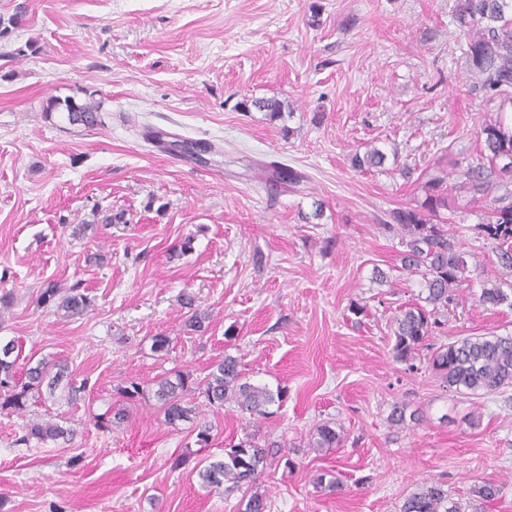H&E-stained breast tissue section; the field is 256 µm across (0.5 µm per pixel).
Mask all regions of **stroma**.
Returning a JSON list of instances; mask_svg holds the SVG:
<instances>
[{"mask_svg": "<svg viewBox=\"0 0 512 512\" xmlns=\"http://www.w3.org/2000/svg\"><path fill=\"white\" fill-rule=\"evenodd\" d=\"M27 2L24 24L0 38V292L14 296L0 338L67 358L89 384L77 404L61 388L27 415L0 414V512H242L241 492L204 486L191 466L254 430L286 448L259 480L270 512H400L430 480L462 500L474 484L502 485L487 512H512V387L460 395L427 359L411 369L392 355L391 321L422 287L401 267L391 212L415 206L420 179L440 168L473 295L439 340L512 335V306L475 296L488 279L512 284V272L475 233L481 210L459 187L483 118L511 124L512 107L471 93L455 0ZM28 41L37 53L17 55ZM93 90L100 126L42 118L48 98ZM270 97L287 101L283 121L239 107ZM147 126L219 153L201 164L154 147ZM373 146L384 165L354 169ZM271 161L302 181L268 192ZM318 201L323 216L308 222ZM110 213L123 221L104 224ZM80 224L90 232L74 235ZM187 238L191 251L169 260ZM95 252L104 265L88 262ZM50 282L81 285L93 307L65 320L38 306ZM185 293L209 313L205 332L184 331ZM159 332L171 338L163 356L150 350ZM227 355L251 382L285 388L271 418L200 405L204 448L165 425L152 398L118 427L93 425L123 381L149 389L173 368L201 380ZM402 401L419 422L390 423ZM36 415L73 437L17 444ZM325 422L344 440L320 454L306 442ZM180 455L188 465L173 468ZM324 472L341 491L315 487Z\"/></svg>", "mask_w": 512, "mask_h": 512, "instance_id": "stroma-1", "label": "stroma"}]
</instances>
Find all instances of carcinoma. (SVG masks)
I'll return each instance as SVG.
<instances>
[{
    "label": "carcinoma",
    "mask_w": 512,
    "mask_h": 512,
    "mask_svg": "<svg viewBox=\"0 0 512 512\" xmlns=\"http://www.w3.org/2000/svg\"><path fill=\"white\" fill-rule=\"evenodd\" d=\"M27 6L20 3L8 19L0 17V36L23 22ZM454 14L458 25L468 33L466 59L472 76V90L503 97L512 103V0H456ZM96 92H85L80 103L71 98H51L44 107L46 118L61 113L71 126L94 128L102 123V102ZM287 103L278 98H260L243 101L240 107L247 112L254 107L266 113L269 121L283 119ZM480 133L483 142L481 161L470 164L463 171L467 188L476 202L489 204L486 220L478 225V235L497 244V260L502 268L512 271V191L494 197L492 193L505 183L512 185V126L488 119L482 123ZM387 155L371 147L364 154H354L353 168L360 171L380 168ZM269 186L278 189L282 185L299 183L303 175L282 164L271 165ZM424 197L413 207L397 208L392 220L402 231L400 253L402 267L422 277L426 293L424 304H410L400 308L391 324L394 345L393 358L408 363L420 350L431 352L429 361L441 378L443 386L463 395H485L512 387V336L495 334L465 336L434 346L431 340L436 330L448 320V313L462 300L470 288L464 272L467 268L466 253L448 228V187L445 177H432L423 186ZM478 302L488 307L504 303L512 307V293L500 284L483 283ZM188 308L184 327L189 332L206 329L209 314L195 307L194 299L186 295L182 299ZM38 304L52 310L62 319L80 318L93 307L88 293L74 286L61 290L53 284L44 287ZM21 350L15 340L0 343V413L21 414L32 399H38L43 391L55 394L61 383H66L68 402L77 400L86 384L75 386L70 382L68 359L44 356L38 360L30 357L19 364ZM192 373L177 371L155 380L153 397L163 413L164 423L172 429L196 415V407L185 400V394L195 390ZM206 401L212 406L232 403L253 420L272 415L270 406L282 401L284 390L257 385L244 375L238 358L226 355L215 363L201 387ZM124 400L134 402L146 397L141 383L128 379L116 388ZM125 419L122 409L107 411L94 417V425L110 429ZM75 430L56 422L39 418L28 420L21 442L34 439L44 443L65 439ZM343 442L342 435L328 423L316 427L308 445L314 451L337 448ZM270 443H260L257 434H249L238 443L224 449V457L208 462L197 470V476L208 487H225L228 491L242 488L252 490L243 512H268L265 494L253 489L266 469ZM501 487L483 482L470 488L468 502L454 499L445 484L427 481L406 496L401 512H482L487 504L499 499Z\"/></svg>",
    "instance_id": "1"
}]
</instances>
